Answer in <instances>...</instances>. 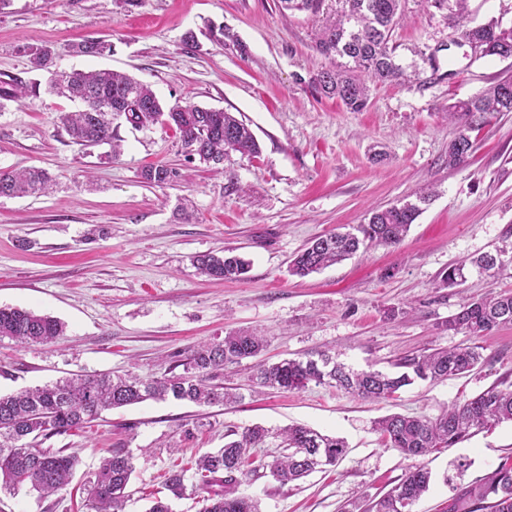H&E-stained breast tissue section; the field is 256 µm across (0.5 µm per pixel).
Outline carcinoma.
Wrapping results in <instances>:
<instances>
[{"label": "carcinoma", "instance_id": "1", "mask_svg": "<svg viewBox=\"0 0 512 512\" xmlns=\"http://www.w3.org/2000/svg\"><path fill=\"white\" fill-rule=\"evenodd\" d=\"M324 0H280L287 10L320 13ZM334 17L315 30V49L331 60L332 67L317 75L321 93L339 101L351 112L369 104L374 83H402L410 79L397 63L390 46L395 27L403 19L405 0H340ZM423 8L448 4V20L461 42L473 46L480 56L512 57V27L497 20L476 27L465 25L467 0H419ZM30 69L49 71L53 50L46 44L23 47ZM76 54L103 55L112 51L104 39L85 40L72 46ZM47 92L80 104L60 120L74 143L81 146L113 142L112 119L116 116L134 129H144L160 120L179 134L187 158L207 165H220L224 155L259 153L251 130L230 112L195 104L164 109L147 84L111 69L50 71ZM37 95V86L0 88V110L4 101H19ZM512 112V79L499 81L487 91L451 106L457 119L454 138L448 143L450 167L467 161L473 141L470 132L489 122L494 115ZM178 171L151 165L141 178L152 185H166ZM52 179L41 169L0 172L1 197L46 194ZM421 208L406 201L375 210L358 233L336 232L311 240L290 261V271L307 276L357 254L372 245H397L405 237ZM201 274L215 280L237 279L248 272L250 262L227 250L223 255L197 259ZM512 324V293L503 292L471 300L448 317V331H465L474 338L498 327ZM65 326L59 320L16 307L0 306V340L8 338L23 347L57 342ZM265 340L255 332L238 330L224 339L191 350L184 372L165 374L152 380L109 375L59 380L16 393L0 394V494H14L27 486L40 496L52 495L69 484L77 456L65 449L39 448L35 441L61 435L72 428L92 427L102 411L138 404L146 400L173 398L195 404H217L236 399L224 387L214 385V373L246 358L256 357ZM482 346L437 349L407 356L395 363L398 372L353 371L320 354L307 359H284L257 365L256 384L286 391L302 390L309 384L331 385L363 399H390L416 379L454 378L472 372L483 360ZM512 422V389L493 385L477 395L454 404L435 419L394 414L380 419L377 430L386 443L408 458L424 457L438 448H452L474 433L502 422ZM269 430L260 426L244 429L224 447L200 454L195 460L192 493L202 502L200 512H260L258 501L239 493L249 476L267 470L280 485L303 479L326 466H335L348 453L344 439L314 429L292 425L281 430L283 451L272 461L251 456L261 447ZM136 471V458L123 448H112L100 461L89 480L94 512H124L127 486ZM186 470H172L166 489L176 498L184 496ZM431 472L424 466L405 474L399 484L367 505V512H412V507L429 488ZM447 512H512V463H502L481 481L460 486L448 499Z\"/></svg>", "mask_w": 512, "mask_h": 512}]
</instances>
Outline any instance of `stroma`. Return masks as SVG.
Instances as JSON below:
<instances>
[{
    "label": "stroma",
    "mask_w": 512,
    "mask_h": 512,
    "mask_svg": "<svg viewBox=\"0 0 512 512\" xmlns=\"http://www.w3.org/2000/svg\"><path fill=\"white\" fill-rule=\"evenodd\" d=\"M281 10L279 0H9L0 10V85L45 83L21 51L36 40L54 51L58 70L112 69L149 84L168 106L188 102L234 113L253 131L259 154H230L223 172L189 161L172 128H112L122 152L72 143L58 116L76 103L46 93L0 109V170H47L48 194L0 197V305L46 314L66 326L55 343L0 341V392L65 377L162 376L175 357L236 329L267 340L261 359L326 353L355 369L391 370L408 354L466 345L444 329L449 316L489 292H512V260L489 275L470 258L512 245V112L473 132L466 165L448 167L456 126L448 108L512 77V57L475 58L453 42L447 10L406 0L393 35L417 80L383 84L360 112L320 95L314 77L330 61L313 33L332 16ZM223 26V44L205 37ZM195 32L197 50L182 38ZM102 38L105 56H76L71 45ZM152 164L179 176L143 182ZM429 192L433 199L396 246L377 245L300 278L289 263L313 238L366 223L370 211ZM233 250L250 260L244 280L201 276L197 256ZM463 280L445 288L449 265ZM471 373L415 381L394 398L364 400L330 386L285 392L257 387L258 360L218 372L216 384L240 395L224 405L148 400L104 411L92 427L45 440L79 457L66 492L41 498L0 495V512H91L87 480L106 449L136 456L125 512H148L165 496L169 471L191 468L227 434L260 425L299 424L343 438L347 457L305 480L270 476L244 482L261 512H341L395 487L414 466L431 472L414 512H441L456 483L481 479L512 457V423L482 430L416 460L385 446L378 419L434 418L492 385L512 383V325L479 340Z\"/></svg>",
    "instance_id": "35a3bbf8"
}]
</instances>
